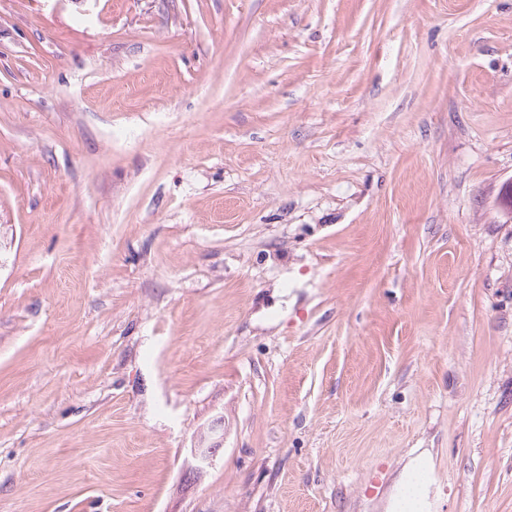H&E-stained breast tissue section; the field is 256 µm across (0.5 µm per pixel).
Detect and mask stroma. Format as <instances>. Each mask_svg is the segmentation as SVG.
Masks as SVG:
<instances>
[{
  "label": "stroma",
  "mask_w": 512,
  "mask_h": 512,
  "mask_svg": "<svg viewBox=\"0 0 512 512\" xmlns=\"http://www.w3.org/2000/svg\"><path fill=\"white\" fill-rule=\"evenodd\" d=\"M509 181L512 0H0V512H512Z\"/></svg>",
  "instance_id": "1"
}]
</instances>
